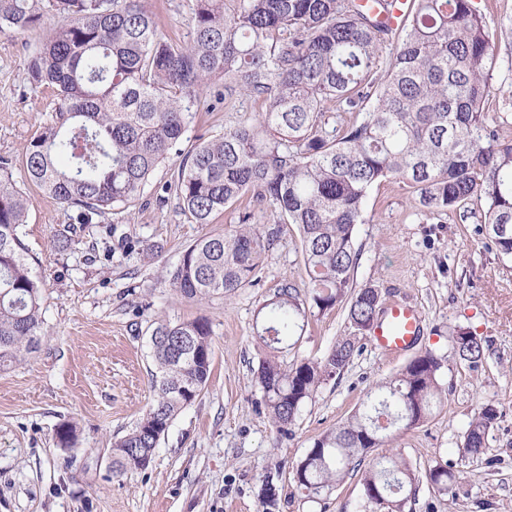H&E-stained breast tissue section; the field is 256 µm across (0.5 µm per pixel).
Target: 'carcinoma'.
Returning a JSON list of instances; mask_svg holds the SVG:
<instances>
[{"label": "carcinoma", "mask_w": 512, "mask_h": 512, "mask_svg": "<svg viewBox=\"0 0 512 512\" xmlns=\"http://www.w3.org/2000/svg\"><path fill=\"white\" fill-rule=\"evenodd\" d=\"M49 13L57 21L28 70L30 81L52 89L55 108L26 147L25 176L84 224L136 201L180 151L201 95L240 94L260 104L255 121L183 156L174 189L189 220L209 224L231 207L238 217L188 245L167 281L197 301L257 281L277 230L255 224L246 198L271 209L277 223L297 226L305 290L281 280L255 319L266 350L256 378L277 432L288 433L304 402L348 368L381 306L377 288L351 291L354 233L376 182L409 183L428 214L485 200L481 230L512 256V144L497 142V117L484 109L493 51L473 0H414L394 32L356 0H195L185 45L164 39L144 0H0V32L34 28ZM328 101L360 119L342 131L329 127ZM26 211V199L0 174V368L21 361L44 335L40 287L20 238ZM342 303L350 334L323 359L278 361L311 318ZM211 335L205 318L157 323L154 399L113 443L114 473L146 468L143 456L198 396L210 374ZM453 342L462 360L478 366L481 340L461 328ZM441 370V358L426 351L375 383L344 422L314 440L296 466L297 488L311 497L358 473L365 512H405L423 479L452 493L455 476L445 467L422 474L396 456L367 458L393 432L432 416ZM497 419L495 405L481 406L462 456L485 453Z\"/></svg>", "instance_id": "1"}]
</instances>
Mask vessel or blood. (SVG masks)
<instances>
[{
  "label": "vessel or blood",
  "mask_w": 512,
  "mask_h": 512,
  "mask_svg": "<svg viewBox=\"0 0 512 512\" xmlns=\"http://www.w3.org/2000/svg\"><path fill=\"white\" fill-rule=\"evenodd\" d=\"M362 7L391 29L401 28L411 0H392L388 8H380L377 0H359ZM421 314L405 300L392 301L371 331V343L381 354L397 357L411 350L421 335Z\"/></svg>",
  "instance_id": "vessel-or-blood-1"
}]
</instances>
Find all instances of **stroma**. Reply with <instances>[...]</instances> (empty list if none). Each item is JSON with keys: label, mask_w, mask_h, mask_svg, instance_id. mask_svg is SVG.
<instances>
[{"label": "stroma", "mask_w": 512, "mask_h": 512, "mask_svg": "<svg viewBox=\"0 0 512 512\" xmlns=\"http://www.w3.org/2000/svg\"><path fill=\"white\" fill-rule=\"evenodd\" d=\"M148 3L166 39L189 40L192 0ZM475 3L493 45L496 95L488 108L499 116V142L512 143V0ZM46 33L43 26L0 33V174H9L27 200L20 236L41 287L46 329L34 352L0 371V512H363L357 478L312 499L297 489L295 468L316 438L344 421L372 383L393 376L408 356H384L361 338L343 375L319 388L288 434H279L256 382L253 326L278 281L308 282L296 226H280L257 285L198 303L170 288L166 271L196 238L223 231L235 214L189 223L166 189L177 178L179 158L159 166L134 206L81 225L77 210L24 178L26 147L54 109L51 89L32 84L28 75ZM259 110L245 97L211 109L195 105L182 150L222 136ZM485 208L471 200L428 215L407 184L387 180L371 188L366 221L356 227L353 288L370 283L383 302L415 303L423 326L416 350L444 363L440 407L382 452L422 472L448 466L457 477L456 496L423 483L405 512H512V258L479 234ZM200 316L212 329L208 382L174 418L146 468L113 474V442L135 427L153 398L149 338L155 323ZM461 327L483 342L478 367L453 348ZM348 333L347 309L337 306L312 318L284 361L322 359ZM488 402L499 417L486 452L461 460L468 424ZM67 422L77 426L70 448L58 441ZM269 474L277 488L272 504L262 493Z\"/></svg>", "instance_id": "stroma-1"}]
</instances>
